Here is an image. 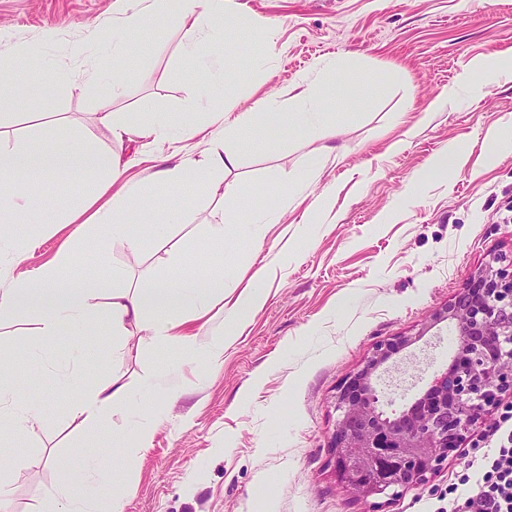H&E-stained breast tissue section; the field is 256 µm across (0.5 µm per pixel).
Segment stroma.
I'll return each mask as SVG.
<instances>
[{"label":"stroma","instance_id":"stroma-1","mask_svg":"<svg viewBox=\"0 0 512 512\" xmlns=\"http://www.w3.org/2000/svg\"><path fill=\"white\" fill-rule=\"evenodd\" d=\"M114 0H0V57L28 80L29 109L0 117V136L38 139L49 113L61 112L53 148L80 138L127 155L98 120L104 83L58 80L86 45V28L113 27ZM237 27L224 36V104L241 112L266 96L292 111L301 79L329 90L333 135L320 142L298 127L252 141L225 139L237 152L224 175L244 191L267 195L273 184L322 164L296 192L278 223L261 227V246L240 226L224 241L208 237L230 204L221 190L196 199L166 240L149 224L132 250L86 224H49L41 208L14 225L35 235L29 268L53 265L60 252L95 254L64 278L98 277L135 286L164 277L172 257L197 262L201 275L224 276V298L211 322H190L200 347L224 340V365L185 361L177 346H160L137 329L127 337H85L87 382L117 377L128 400L116 407L112 431L133 441L152 423L150 448L131 461L123 486L126 512H436L432 490L463 467L460 452L421 485L375 505L356 497L331 464L336 393L378 342L413 337L373 378L379 407L393 417L406 409L455 356L451 325L430 326L432 313L466 286L492 258L512 261V0H226ZM54 43L42 40L46 29ZM127 97L113 111L179 115L200 94L199 79L179 55L174 20L135 35ZM500 55L494 71L474 60ZM399 83L378 88L390 71ZM358 72L365 85L350 86ZM253 285L265 294L239 336L229 335V300ZM43 342L48 359L17 358L22 344ZM72 336L40 339L31 320L0 323V360L14 362L28 402L41 420L23 445L0 427V457L23 452L12 474L16 512H37L73 449L91 432L68 410L79 396L61 376Z\"/></svg>","mask_w":512,"mask_h":512}]
</instances>
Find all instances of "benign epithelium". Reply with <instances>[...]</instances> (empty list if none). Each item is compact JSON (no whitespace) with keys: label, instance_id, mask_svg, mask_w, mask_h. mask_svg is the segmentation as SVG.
Masks as SVG:
<instances>
[{"label":"benign epithelium","instance_id":"benign-epithelium-1","mask_svg":"<svg viewBox=\"0 0 512 512\" xmlns=\"http://www.w3.org/2000/svg\"><path fill=\"white\" fill-rule=\"evenodd\" d=\"M450 322L458 339L448 370L395 418L378 410L372 379L395 351L412 342L377 343L336 395L330 448L334 470L359 498L395 497L425 482L466 434L512 393V267L493 259L479 269L430 326Z\"/></svg>","mask_w":512,"mask_h":512}]
</instances>
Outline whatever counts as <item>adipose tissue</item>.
<instances>
[{"mask_svg":"<svg viewBox=\"0 0 512 512\" xmlns=\"http://www.w3.org/2000/svg\"><path fill=\"white\" fill-rule=\"evenodd\" d=\"M114 8L120 16V29L112 35V60L115 67L97 108L100 121L110 127L112 138L118 143H132L149 139L172 144L171 154L159 157V167L149 183L130 191L112 192V205L93 209L92 203L104 191H112L114 184L123 182L127 165L113 151L100 152L80 146L65 153L51 147L33 149L30 139L18 136L0 139V263L15 271L11 286L0 289V321L18 317L29 311L34 317L40 335L56 336L62 333L94 335L104 330L118 336L127 327L136 326L159 344L177 345L184 358L200 361L214 368L224 359V341H212L206 350H199L197 337L184 333L187 319L205 317L214 299L224 295V278L215 274L199 275L180 259H173L168 273L162 279H147L137 288H105L93 277L75 284L61 280L60 268L74 262L72 253H61L56 266L33 274H20L19 269L29 257L30 245L13 240L11 227L23 221L35 200L26 185L33 179L56 177L79 172L91 193L78 202L63 197L49 199L45 210L61 220L72 219L82 211H91V224L109 238L138 248L140 241L132 232L136 223L152 224L158 239H166L169 227L181 223L193 200L183 189L192 185L208 191L223 188L232 208L225 224H270L287 209L300 175H292L286 184L276 189L278 210L257 211L250 205V197L233 183H225V170L236 167L238 158L231 151H213L194 159L176 151V144L192 137L198 128H212L222 137L255 135L264 130L286 131L288 123L309 129L316 138L326 137L323 119L326 90L313 83H302L295 99L297 111L285 112L275 97L258 101L245 112L231 113L224 108V60L220 48L225 32L236 21L224 7V0H115ZM161 14L174 17L182 32L180 57L191 70L197 72L202 86L210 97L204 118L187 111L179 119L161 113L145 115L129 112L118 115L112 102L127 92L120 67L135 55L131 34L147 28ZM179 190L161 220H154L149 201L160 189ZM225 224H212L208 234L213 241L224 239ZM106 297L105 305H97L98 297ZM82 392L72 405V417L82 418L91 428L109 419L115 405L129 396L126 385L118 379H103L85 384L80 367H73L67 376ZM40 420L37 407L25 404L22 390L7 367H0V424L13 437L25 438ZM75 465L64 470L62 477L42 501L39 512H126V496L114 491L107 503H99L90 495L91 486L111 487L120 478L119 472L102 466L96 454L81 448L74 449Z\"/></svg>","mask_w":512,"mask_h":512,"instance_id":"ef3b65f1","label":"adipose tissue"}]
</instances>
